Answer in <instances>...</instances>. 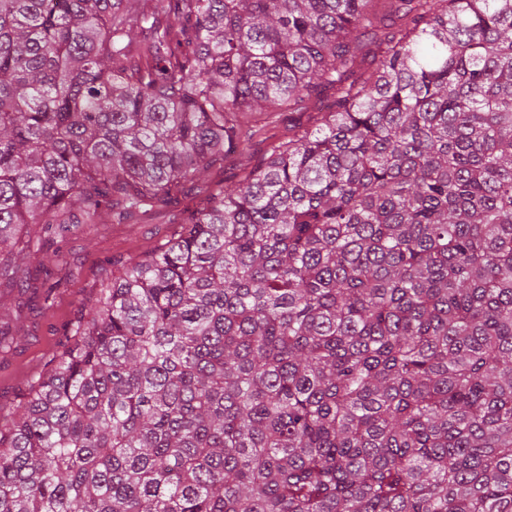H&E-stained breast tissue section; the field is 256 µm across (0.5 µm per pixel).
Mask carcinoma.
I'll return each mask as SVG.
<instances>
[{
  "mask_svg": "<svg viewBox=\"0 0 512 512\" xmlns=\"http://www.w3.org/2000/svg\"><path fill=\"white\" fill-rule=\"evenodd\" d=\"M284 109L0 414V512H512V0H0V286Z\"/></svg>",
  "mask_w": 512,
  "mask_h": 512,
  "instance_id": "carcinoma-1",
  "label": "carcinoma"
}]
</instances>
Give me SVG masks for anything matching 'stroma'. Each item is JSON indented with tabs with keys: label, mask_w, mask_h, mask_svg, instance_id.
<instances>
[{
	"label": "stroma",
	"mask_w": 512,
	"mask_h": 512,
	"mask_svg": "<svg viewBox=\"0 0 512 512\" xmlns=\"http://www.w3.org/2000/svg\"><path fill=\"white\" fill-rule=\"evenodd\" d=\"M252 121L261 131L251 140L249 160L235 154L217 158L201 177L184 183L173 202L140 214L133 223L82 224L72 229L56 243L62 262L53 275V289L23 278L0 290V327L13 336L10 347L0 348L1 412L13 410L27 382L54 354L70 321L83 304L99 296L116 265L166 242L204 197L237 185L297 128L311 131L318 126L313 112L257 113Z\"/></svg>",
	"instance_id": "stroma-1"
}]
</instances>
